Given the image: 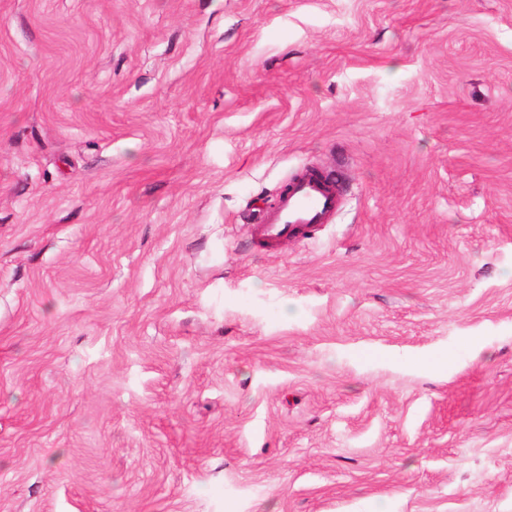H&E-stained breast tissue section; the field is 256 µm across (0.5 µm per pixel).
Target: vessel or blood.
Wrapping results in <instances>:
<instances>
[{
    "mask_svg": "<svg viewBox=\"0 0 512 512\" xmlns=\"http://www.w3.org/2000/svg\"><path fill=\"white\" fill-rule=\"evenodd\" d=\"M338 202L336 186L330 179L307 171L291 182L277 206L254 225L256 239L276 241L309 234L311 228L325 223Z\"/></svg>",
    "mask_w": 512,
    "mask_h": 512,
    "instance_id": "obj_1",
    "label": "vessel or blood"
}]
</instances>
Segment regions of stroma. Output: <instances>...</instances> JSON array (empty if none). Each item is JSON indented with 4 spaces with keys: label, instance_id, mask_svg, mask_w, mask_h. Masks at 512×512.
<instances>
[{
    "label": "stroma",
    "instance_id": "stroma-1",
    "mask_svg": "<svg viewBox=\"0 0 512 512\" xmlns=\"http://www.w3.org/2000/svg\"><path fill=\"white\" fill-rule=\"evenodd\" d=\"M0 512H512V0H0ZM292 181L277 206L253 226V236L264 241L307 235L317 224H324L336 210L338 196L333 181L312 171Z\"/></svg>",
    "mask_w": 512,
    "mask_h": 512
}]
</instances>
